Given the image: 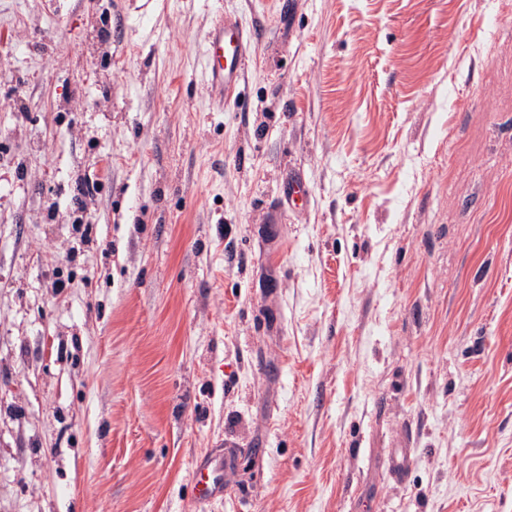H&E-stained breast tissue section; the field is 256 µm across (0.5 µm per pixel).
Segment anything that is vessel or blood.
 I'll return each mask as SVG.
<instances>
[{
    "label": "vessel or blood",
    "instance_id": "vessel-or-blood-1",
    "mask_svg": "<svg viewBox=\"0 0 512 512\" xmlns=\"http://www.w3.org/2000/svg\"><path fill=\"white\" fill-rule=\"evenodd\" d=\"M256 36L229 16L220 17L207 30L203 42L206 81L216 99L241 85ZM237 460L234 451L202 458L193 472L192 495L204 503L224 494V474Z\"/></svg>",
    "mask_w": 512,
    "mask_h": 512
}]
</instances>
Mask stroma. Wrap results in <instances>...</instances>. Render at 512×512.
<instances>
[{
    "mask_svg": "<svg viewBox=\"0 0 512 512\" xmlns=\"http://www.w3.org/2000/svg\"><path fill=\"white\" fill-rule=\"evenodd\" d=\"M283 1L0 0V512H512V7ZM256 35L235 19L222 16L206 31L203 42L206 81L213 96L224 103V92L241 85ZM236 460L237 455L231 450L224 452V455L202 458L193 472V499L198 503H204L224 497L223 474L235 466Z\"/></svg>",
    "mask_w": 512,
    "mask_h": 512,
    "instance_id": "35a3bbf8",
    "label": "stroma"
}]
</instances>
